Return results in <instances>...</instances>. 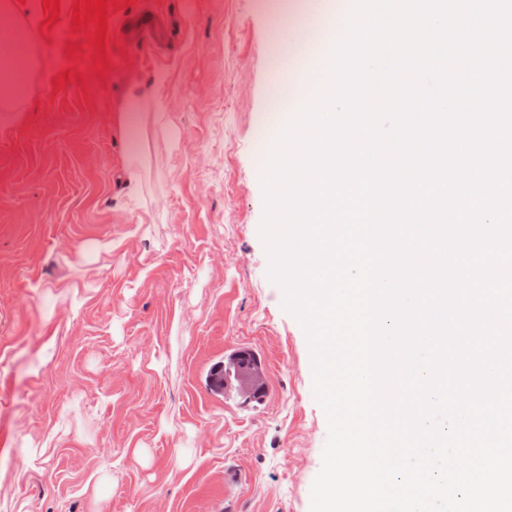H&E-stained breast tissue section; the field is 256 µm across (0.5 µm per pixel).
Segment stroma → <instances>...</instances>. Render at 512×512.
Wrapping results in <instances>:
<instances>
[{
	"mask_svg": "<svg viewBox=\"0 0 512 512\" xmlns=\"http://www.w3.org/2000/svg\"><path fill=\"white\" fill-rule=\"evenodd\" d=\"M287 2L109 8L103 75L73 0L49 34L26 28L22 110L0 127V512H310L328 426L269 277L255 151L327 0L285 46ZM145 9L174 20L162 52L127 27ZM241 349L261 392L214 390Z\"/></svg>",
	"mask_w": 512,
	"mask_h": 512,
	"instance_id": "1",
	"label": "stroma"
}]
</instances>
